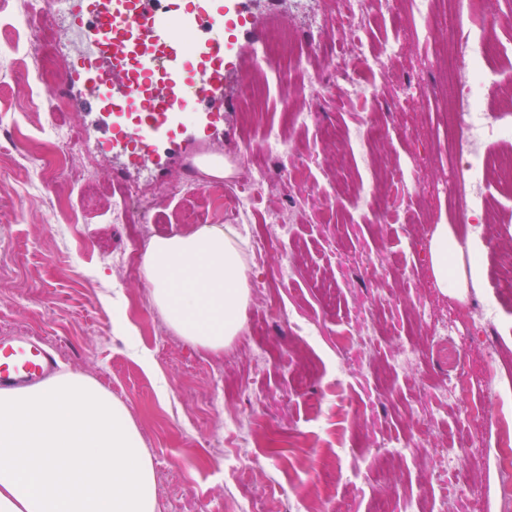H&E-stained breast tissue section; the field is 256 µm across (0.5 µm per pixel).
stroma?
I'll list each match as a JSON object with an SVG mask.
<instances>
[{
	"label": "stroma",
	"instance_id": "obj_1",
	"mask_svg": "<svg viewBox=\"0 0 512 512\" xmlns=\"http://www.w3.org/2000/svg\"><path fill=\"white\" fill-rule=\"evenodd\" d=\"M353 0H245L253 26L278 22L299 42L314 39L319 66H344L357 55L381 57L374 92L350 93L347 81L302 100L315 122L293 129L287 153L258 143L266 128L288 119L287 87L305 81L298 69L271 72L264 110L246 123L240 80L226 87L224 142L214 154L233 174L243 165L285 174L283 191L256 199L249 243L272 238L248 254L250 297L242 329L215 352L174 331L155 335L164 317L142 304V272L123 275L116 253L144 256L146 243L130 225L114 222L110 203L83 215L77 230H47L48 206L79 210L73 185L24 158L45 151L56 127L78 143L75 165L101 185L123 167L99 144L95 113L78 103L83 85L68 90L69 111L51 117L46 103L30 106L27 58L7 43L16 23L15 0H0V336L22 330L60 355V368L94 378L130 412L152 459L159 512H499L495 417L512 406V298L495 283L493 260L512 247V189L487 192L498 222L473 249L456 252V283L435 286L430 242L435 225L461 227L448 203L416 191L444 178L448 133L439 108L448 94L430 61L458 29L456 10L434 24L432 42L390 26L395 0H372L354 24ZM377 122V163L387 188L377 187L349 131ZM337 139L323 141L321 125ZM124 168V167H123ZM193 210L213 224L202 193L161 198L160 234L182 232L175 211ZM285 216L284 226L270 218ZM499 299V316L485 335L456 345L434 332L459 311ZM504 360L488 369L486 352ZM459 360L461 390L448 392V363ZM483 401L480 426L464 410ZM452 454L469 472L464 491L457 470L441 464Z\"/></svg>",
	"mask_w": 512,
	"mask_h": 512
}]
</instances>
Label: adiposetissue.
<instances>
[{"label":"adipose tissue","instance_id":"1","mask_svg":"<svg viewBox=\"0 0 512 512\" xmlns=\"http://www.w3.org/2000/svg\"><path fill=\"white\" fill-rule=\"evenodd\" d=\"M245 244L231 224H204L151 241L145 281L172 330L216 352L240 332L249 298Z\"/></svg>","mask_w":512,"mask_h":512}]
</instances>
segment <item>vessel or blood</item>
<instances>
[{"instance_id": "vessel-or-blood-1", "label": "vessel or blood", "mask_w": 512, "mask_h": 512, "mask_svg": "<svg viewBox=\"0 0 512 512\" xmlns=\"http://www.w3.org/2000/svg\"><path fill=\"white\" fill-rule=\"evenodd\" d=\"M73 30L83 70L63 86L90 88L87 110L101 116V141L129 164L162 163V150L194 154L224 127V88L248 77L256 56L240 52L249 18L239 0H85ZM56 360L42 342L0 337V390L49 379Z\"/></svg>"}]
</instances>
